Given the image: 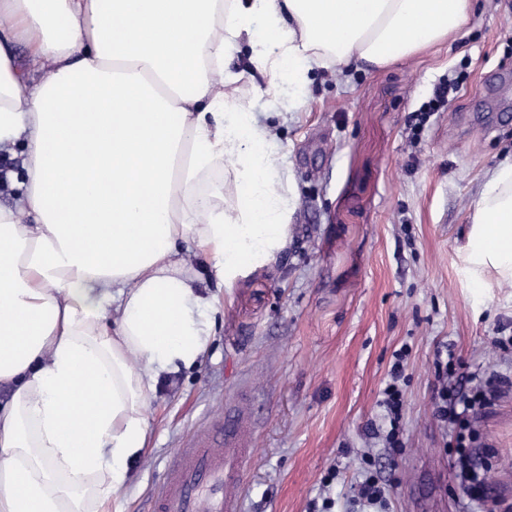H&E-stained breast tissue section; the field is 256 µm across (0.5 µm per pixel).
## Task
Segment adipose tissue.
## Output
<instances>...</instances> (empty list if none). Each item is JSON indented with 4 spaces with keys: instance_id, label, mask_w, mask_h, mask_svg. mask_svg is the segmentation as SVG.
I'll use <instances>...</instances> for the list:
<instances>
[{
    "instance_id": "adipose-tissue-1",
    "label": "adipose tissue",
    "mask_w": 512,
    "mask_h": 512,
    "mask_svg": "<svg viewBox=\"0 0 512 512\" xmlns=\"http://www.w3.org/2000/svg\"><path fill=\"white\" fill-rule=\"evenodd\" d=\"M469 0H0V512H124L162 377L215 334L195 250L230 282L287 245L296 191L271 132L234 107L240 43L266 75L381 67L458 33ZM264 35H257V27ZM51 63L26 69L15 46ZM232 181L206 189L212 173ZM512 284V160L464 246Z\"/></svg>"
}]
</instances>
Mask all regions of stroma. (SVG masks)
I'll list each match as a JSON object with an SVG mask.
<instances>
[{
	"label": "stroma",
	"instance_id": "obj_1",
	"mask_svg": "<svg viewBox=\"0 0 512 512\" xmlns=\"http://www.w3.org/2000/svg\"><path fill=\"white\" fill-rule=\"evenodd\" d=\"M236 98L270 128L267 152L290 167L297 205L288 246L221 284L216 335L200 365L159 382L151 438L124 492L149 512L176 448L241 407L255 452L232 487L238 512H367L366 472L388 486L386 512H507L512 507V287L474 288L460 258L483 176L512 156V0H470L455 40L380 67L313 70L278 99L244 76ZM454 90L424 126L439 85ZM293 111L284 108L288 100ZM454 344L503 382L474 425L487 496L464 507L453 436L434 414L433 362ZM408 347L405 447L380 437L393 353Z\"/></svg>",
	"mask_w": 512,
	"mask_h": 512
}]
</instances>
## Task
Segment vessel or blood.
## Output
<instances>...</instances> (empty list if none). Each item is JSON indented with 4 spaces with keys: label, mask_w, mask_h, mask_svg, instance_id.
Instances as JSON below:
<instances>
[{
    "label": "vessel or blood",
    "mask_w": 512,
    "mask_h": 512,
    "mask_svg": "<svg viewBox=\"0 0 512 512\" xmlns=\"http://www.w3.org/2000/svg\"><path fill=\"white\" fill-rule=\"evenodd\" d=\"M253 446L243 415L215 420L176 450L153 512H237L228 489L240 482Z\"/></svg>",
    "instance_id": "obj_1"
}]
</instances>
